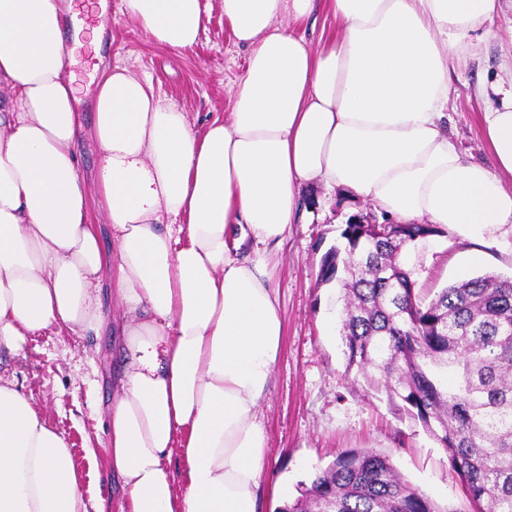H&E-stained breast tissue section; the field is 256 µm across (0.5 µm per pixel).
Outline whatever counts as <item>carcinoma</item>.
Masks as SVG:
<instances>
[{
  "instance_id": "obj_1",
  "label": "carcinoma",
  "mask_w": 512,
  "mask_h": 512,
  "mask_svg": "<svg viewBox=\"0 0 512 512\" xmlns=\"http://www.w3.org/2000/svg\"><path fill=\"white\" fill-rule=\"evenodd\" d=\"M345 224L321 281L345 291L347 370L444 448L470 512H512V279L484 274L421 297L388 231L412 245L438 224ZM280 512H455L401 476L391 459L344 449Z\"/></svg>"
}]
</instances>
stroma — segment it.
<instances>
[{"label": "stroma", "instance_id": "obj_1", "mask_svg": "<svg viewBox=\"0 0 512 512\" xmlns=\"http://www.w3.org/2000/svg\"><path fill=\"white\" fill-rule=\"evenodd\" d=\"M73 0L74 21L104 25V54L156 91L190 119L202 123L223 117L231 90L245 66V53L212 11L198 44L176 52L152 43L121 11V0H105V11ZM489 38L472 41L466 63L452 75L448 131L469 160L492 166L484 137L485 101L477 89L485 81L512 87V9L486 24ZM89 45L76 47L68 69L77 88L75 110L84 125L94 121L93 100L102 70ZM308 212L293 225L282 250L277 283L285 334L280 360L261 402L268 436V472L261 512H280L310 484L316 469L327 467L339 450L362 448L389 456L397 471L440 506L468 512L470 505L443 448L420 425L390 405L382 393L366 389L346 369L340 324L330 318L343 311L338 284L322 283L324 253L338 242L349 215L372 213L371 205L339 189L306 187ZM463 233L417 245L408 265L422 295H433L464 278L494 273L512 277V246L485 242L480 259L464 243ZM109 332L48 330L27 337L18 355L0 354V374L21 385L26 397L42 407L49 424L67 438L88 508L111 499L119 487L105 473L106 406L112 375L120 365Z\"/></svg>", "mask_w": 512, "mask_h": 512}]
</instances>
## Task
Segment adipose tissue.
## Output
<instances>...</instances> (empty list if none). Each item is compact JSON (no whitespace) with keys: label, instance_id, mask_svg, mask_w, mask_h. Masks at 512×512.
Segmentation results:
<instances>
[{"label":"adipose tissue","instance_id":"adipose-tissue-1","mask_svg":"<svg viewBox=\"0 0 512 512\" xmlns=\"http://www.w3.org/2000/svg\"><path fill=\"white\" fill-rule=\"evenodd\" d=\"M319 1L122 0L172 51L223 15L246 65L224 120L201 131L118 66L103 68L84 128L69 0H0V349L52 329L122 337L106 446L121 494L97 512H256L260 402L284 334L278 253L303 186L466 229L474 247L512 231V99L483 116L490 168L458 150L447 114L451 74L502 0H323L340 32L315 46L304 25ZM86 134L102 152L92 190ZM94 191L104 231L89 221ZM0 512H87L65 437L1 376Z\"/></svg>","mask_w":512,"mask_h":512}]
</instances>
